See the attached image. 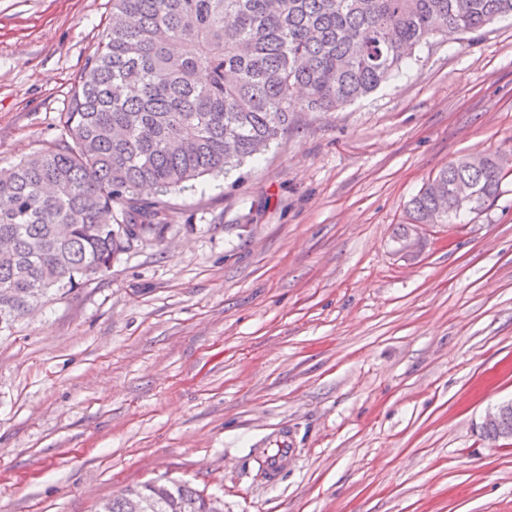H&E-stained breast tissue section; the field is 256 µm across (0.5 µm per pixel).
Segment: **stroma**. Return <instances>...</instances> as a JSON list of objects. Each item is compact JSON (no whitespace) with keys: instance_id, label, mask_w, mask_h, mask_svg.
<instances>
[{"instance_id":"35a3bbf8","label":"stroma","mask_w":512,"mask_h":512,"mask_svg":"<svg viewBox=\"0 0 512 512\" xmlns=\"http://www.w3.org/2000/svg\"><path fill=\"white\" fill-rule=\"evenodd\" d=\"M111 0H0V168L53 144ZM512 151V19L439 33L369 96L299 112L168 195L162 239L0 336V512H95L159 477L223 512H512V175L396 241L468 154ZM288 429L273 487L249 450ZM499 407H501L499 415L495 408L486 413L484 417L486 424L482 426L485 437L494 441L512 438V402L500 404Z\"/></svg>"}]
</instances>
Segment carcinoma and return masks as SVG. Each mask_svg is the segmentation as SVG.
Here are the masks:
<instances>
[{
    "label": "carcinoma",
    "mask_w": 512,
    "mask_h": 512,
    "mask_svg": "<svg viewBox=\"0 0 512 512\" xmlns=\"http://www.w3.org/2000/svg\"><path fill=\"white\" fill-rule=\"evenodd\" d=\"M508 16L512 0H112L62 138L0 169V333L53 293L105 275L142 236L162 239V197L261 155L294 113L366 96L438 31L475 33ZM502 178L495 156L451 162L410 200L409 219L457 218L453 202L439 207L456 181L474 186L479 213ZM144 186L158 197H140ZM482 429L511 439L512 402ZM145 501L154 512H220L161 479L96 512H144Z\"/></svg>",
    "instance_id": "carcinoma-1"
}]
</instances>
